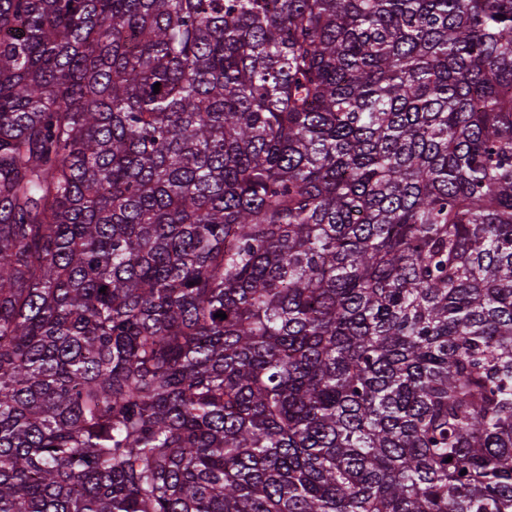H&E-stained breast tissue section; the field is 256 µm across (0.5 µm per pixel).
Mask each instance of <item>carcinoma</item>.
Wrapping results in <instances>:
<instances>
[{
    "label": "carcinoma",
    "instance_id": "1",
    "mask_svg": "<svg viewBox=\"0 0 512 512\" xmlns=\"http://www.w3.org/2000/svg\"><path fill=\"white\" fill-rule=\"evenodd\" d=\"M0 512H512V0H0Z\"/></svg>",
    "mask_w": 512,
    "mask_h": 512
}]
</instances>
